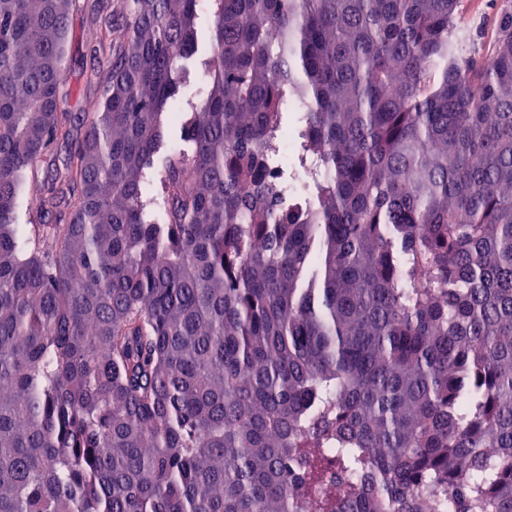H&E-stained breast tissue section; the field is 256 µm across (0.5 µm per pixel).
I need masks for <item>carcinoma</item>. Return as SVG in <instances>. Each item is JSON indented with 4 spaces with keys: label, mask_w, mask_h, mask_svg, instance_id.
Wrapping results in <instances>:
<instances>
[{
    "label": "carcinoma",
    "mask_w": 512,
    "mask_h": 512,
    "mask_svg": "<svg viewBox=\"0 0 512 512\" xmlns=\"http://www.w3.org/2000/svg\"><path fill=\"white\" fill-rule=\"evenodd\" d=\"M0 0V512H512V7ZM509 5L503 0H463L462 16L467 23L481 30L480 42L489 45L496 36L498 12ZM85 33L82 17L74 16L73 41L65 68L64 82L65 88L72 92L73 97L85 96V75L97 65L86 48Z\"/></svg>",
    "instance_id": "obj_1"
}]
</instances>
